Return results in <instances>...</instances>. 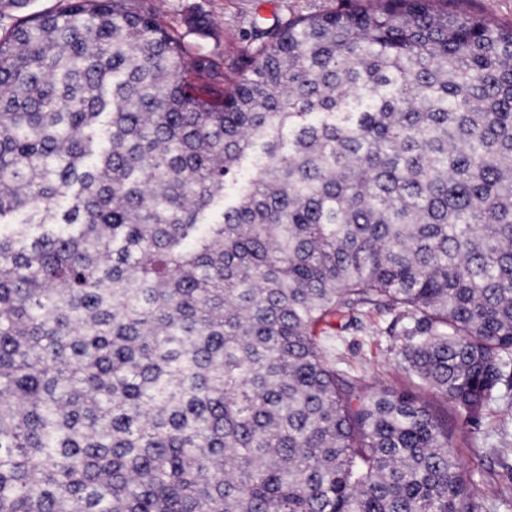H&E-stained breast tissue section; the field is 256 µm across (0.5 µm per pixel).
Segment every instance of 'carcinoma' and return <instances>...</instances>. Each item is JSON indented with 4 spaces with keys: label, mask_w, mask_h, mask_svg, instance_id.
<instances>
[{
    "label": "carcinoma",
    "mask_w": 512,
    "mask_h": 512,
    "mask_svg": "<svg viewBox=\"0 0 512 512\" xmlns=\"http://www.w3.org/2000/svg\"><path fill=\"white\" fill-rule=\"evenodd\" d=\"M343 2L229 67L147 0L0 35V512H485L325 341L394 315L465 423L512 381V28Z\"/></svg>",
    "instance_id": "obj_1"
}]
</instances>
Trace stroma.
<instances>
[{
  "instance_id": "35a3bbf8",
  "label": "stroma",
  "mask_w": 512,
  "mask_h": 512,
  "mask_svg": "<svg viewBox=\"0 0 512 512\" xmlns=\"http://www.w3.org/2000/svg\"><path fill=\"white\" fill-rule=\"evenodd\" d=\"M175 34L215 57L251 52L257 31L300 16L337 9L341 0H150ZM389 315L369 311L360 330L327 340L331 356L344 359L367 380L398 389L411 382L398 356L400 340L388 332ZM453 448L472 475L478 494L488 496V512H512V389L500 388L474 421L460 426Z\"/></svg>"
}]
</instances>
